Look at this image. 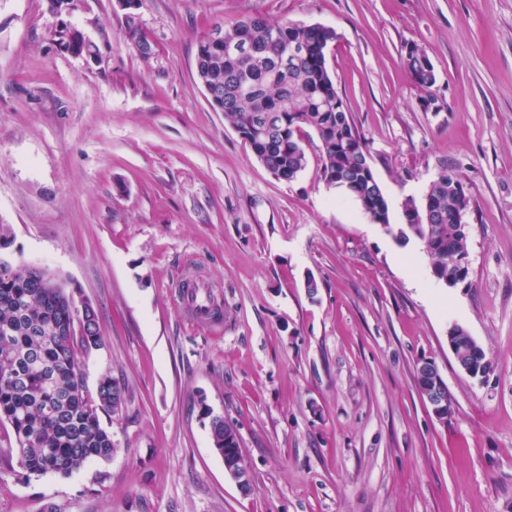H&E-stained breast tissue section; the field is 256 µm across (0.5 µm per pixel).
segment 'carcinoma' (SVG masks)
I'll use <instances>...</instances> for the list:
<instances>
[{"label": "carcinoma", "instance_id": "1", "mask_svg": "<svg viewBox=\"0 0 512 512\" xmlns=\"http://www.w3.org/2000/svg\"><path fill=\"white\" fill-rule=\"evenodd\" d=\"M128 45L144 60L154 45L143 25L124 18ZM67 52H92L79 35L56 31ZM336 31L322 24L270 23L254 15L224 28V42L241 40L251 46L239 56L229 50L215 54L201 37L196 51V76L223 94L209 99L224 113V122L249 145L254 158L279 180L291 182L308 166L303 129H312L319 142L321 173L327 184L352 197L370 218L391 228L387 199L369 163L365 137L355 125L327 67V50ZM291 43L301 54L282 66L275 61ZM404 65L414 83L434 86L429 59L417 48ZM275 115L269 132L258 128V117ZM432 216L427 221L414 200L402 207L403 224L395 237L414 236L430 259L437 280L451 285L458 259L469 255L465 226L457 216L470 198L459 179L444 168L427 189ZM101 328L92 306L79 309L63 288H49L43 273L26 264L0 262V422L14 433V446L5 454L16 458L28 475H70L85 464L109 460L119 450L100 414L113 416L114 378L104 375L96 395L88 394L82 376V354L99 344ZM456 353L467 365L490 376L495 366L479 343L464 334L453 339ZM224 417L210 419L213 448L240 447L224 442Z\"/></svg>", "mask_w": 512, "mask_h": 512}]
</instances>
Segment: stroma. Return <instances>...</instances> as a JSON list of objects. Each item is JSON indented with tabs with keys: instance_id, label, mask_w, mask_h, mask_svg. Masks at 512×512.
<instances>
[{
	"instance_id": "obj_1",
	"label": "stroma",
	"mask_w": 512,
	"mask_h": 512,
	"mask_svg": "<svg viewBox=\"0 0 512 512\" xmlns=\"http://www.w3.org/2000/svg\"><path fill=\"white\" fill-rule=\"evenodd\" d=\"M155 54L124 42L116 0H0V257L48 269L92 304L102 340L83 358L119 451L69 476L0 458V512H512V0H141ZM259 14L322 24L327 64L367 139L392 224L441 167L470 205L469 285L434 278L308 166L276 179L209 104L196 41ZM98 62L62 50L60 22ZM426 51L424 90L403 66ZM194 263L224 301L222 333L181 311ZM318 284L308 296L307 277ZM464 326L495 363L469 377L448 349ZM433 361L454 414L418 391ZM238 429L241 493L210 438Z\"/></svg>"
}]
</instances>
